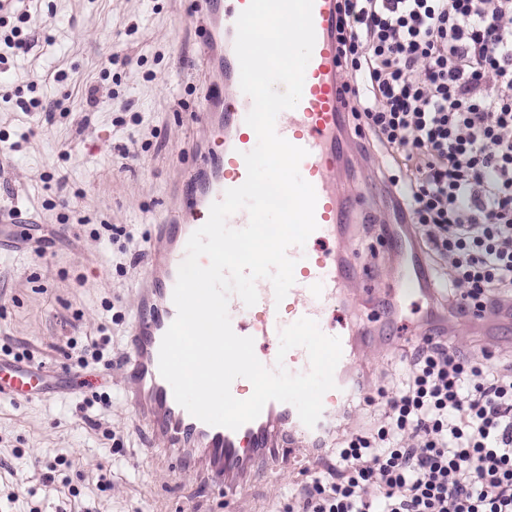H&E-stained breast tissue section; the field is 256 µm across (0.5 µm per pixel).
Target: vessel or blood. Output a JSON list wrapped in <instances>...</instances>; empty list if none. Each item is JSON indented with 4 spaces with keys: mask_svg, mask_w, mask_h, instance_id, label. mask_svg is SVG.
Here are the masks:
<instances>
[{
    "mask_svg": "<svg viewBox=\"0 0 512 512\" xmlns=\"http://www.w3.org/2000/svg\"><path fill=\"white\" fill-rule=\"evenodd\" d=\"M249 0H196L200 43L218 82L200 103L209 139L217 149L202 152V161L185 179L181 200L154 231L155 247L147 257V274L138 296V315L132 328L127 358L137 416L151 426L162 447L176 449L188 467L206 463L207 473L237 495L254 475L258 457L278 458L282 449L316 451L327 446V435L351 404L362 395L364 381L360 356L381 350L398 331L396 315L404 295L397 284L413 279L424 262L409 238L408 228L386 227L384 238L398 247L403 260L393 278L395 287L379 281L375 266L363 262L347 244L354 213L362 211V192H344L340 175L349 161L346 147L345 83L340 76L336 25L337 0H314L312 17L315 45L305 70L302 98L296 108L276 119L278 135L304 148L299 171L315 189L316 230L304 246H291L295 283L283 301H276L271 282H256L258 301L246 306L230 296L228 311L233 331L254 340L256 357L275 368L281 330L307 317L320 330L339 337L342 355L334 372L335 389L323 397V411L314 427H306L288 403L265 404L254 421L231 430L195 418L174 399L159 373L163 335L176 317L172 300L178 268L186 255L189 237L208 219L212 203L247 177L244 155L257 144V135L245 118L251 98L240 88L235 53L236 20ZM362 290L370 303L360 325L340 324L336 314L346 307L354 290ZM512 326V306L499 307L479 319L483 335H500ZM48 374L35 365L0 364V394L35 397L46 391Z\"/></svg>",
    "mask_w": 512,
    "mask_h": 512,
    "instance_id": "vessel-or-blood-1",
    "label": "vessel or blood"
}]
</instances>
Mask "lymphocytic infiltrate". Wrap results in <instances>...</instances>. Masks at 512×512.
I'll list each match as a JSON object with an SVG mask.
<instances>
[{
  "instance_id": "f902f5d3",
  "label": "lymphocytic infiltrate",
  "mask_w": 512,
  "mask_h": 512,
  "mask_svg": "<svg viewBox=\"0 0 512 512\" xmlns=\"http://www.w3.org/2000/svg\"><path fill=\"white\" fill-rule=\"evenodd\" d=\"M356 135L465 315L512 302V0H340ZM287 512H512V361L415 340Z\"/></svg>"
}]
</instances>
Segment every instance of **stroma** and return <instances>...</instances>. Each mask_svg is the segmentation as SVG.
I'll return each mask as SVG.
<instances>
[{
	"mask_svg": "<svg viewBox=\"0 0 512 512\" xmlns=\"http://www.w3.org/2000/svg\"><path fill=\"white\" fill-rule=\"evenodd\" d=\"M193 0H31L28 48L0 64V346L27 351L55 382L45 397L0 394V512H285L315 465L301 451L263 462L241 496L184 471L139 420L120 367L136 318L155 224L199 162L193 112L213 76L203 66ZM64 82H55L57 72ZM99 86V102L86 90ZM34 88L52 113L24 112ZM107 332L106 358L62 370L70 341ZM110 407L80 413L100 393ZM65 455L64 482L43 486L33 463ZM109 474L111 489L97 486ZM72 487L78 497L67 498Z\"/></svg>",
	"mask_w": 512,
	"mask_h": 512,
	"instance_id": "obj_1",
	"label": "stroma"
}]
</instances>
